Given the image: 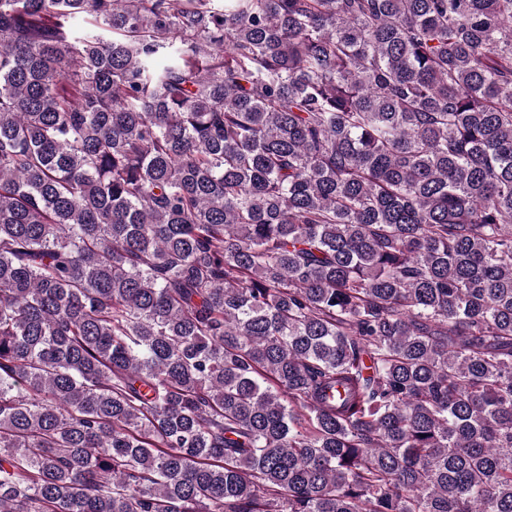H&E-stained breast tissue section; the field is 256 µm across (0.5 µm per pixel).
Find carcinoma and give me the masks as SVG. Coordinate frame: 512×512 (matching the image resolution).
Returning <instances> with one entry per match:
<instances>
[{
	"mask_svg": "<svg viewBox=\"0 0 512 512\" xmlns=\"http://www.w3.org/2000/svg\"><path fill=\"white\" fill-rule=\"evenodd\" d=\"M0 512H512V0H0Z\"/></svg>",
	"mask_w": 512,
	"mask_h": 512,
	"instance_id": "1",
	"label": "carcinoma"
}]
</instances>
